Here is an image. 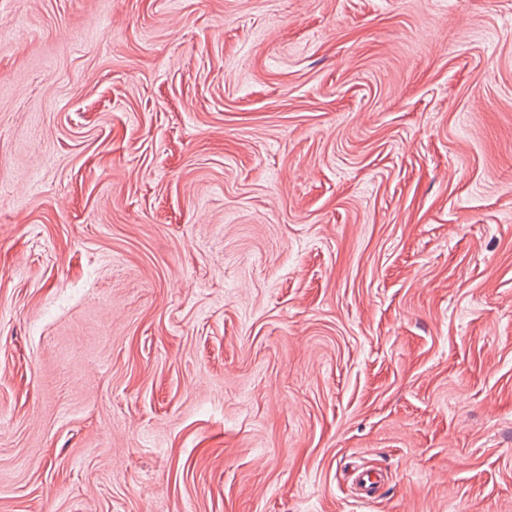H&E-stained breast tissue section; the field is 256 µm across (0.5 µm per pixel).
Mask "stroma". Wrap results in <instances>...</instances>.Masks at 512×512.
I'll return each mask as SVG.
<instances>
[{"label": "stroma", "instance_id": "obj_1", "mask_svg": "<svg viewBox=\"0 0 512 512\" xmlns=\"http://www.w3.org/2000/svg\"><path fill=\"white\" fill-rule=\"evenodd\" d=\"M0 19V512H512V0Z\"/></svg>", "mask_w": 512, "mask_h": 512}]
</instances>
